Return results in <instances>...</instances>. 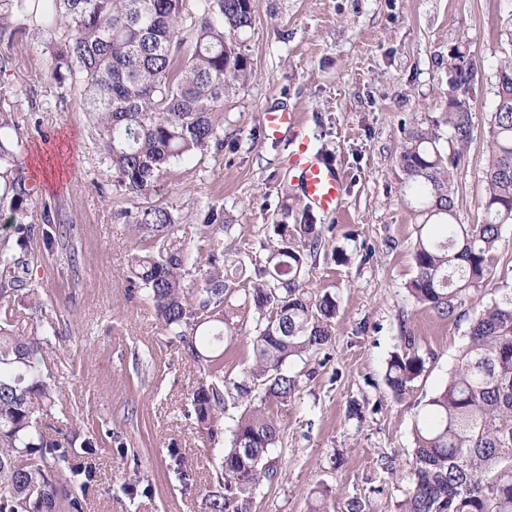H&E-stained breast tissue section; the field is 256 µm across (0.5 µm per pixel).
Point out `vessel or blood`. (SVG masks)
<instances>
[{
    "label": "vessel or blood",
    "instance_id": "b4317fda",
    "mask_svg": "<svg viewBox=\"0 0 512 512\" xmlns=\"http://www.w3.org/2000/svg\"><path fill=\"white\" fill-rule=\"evenodd\" d=\"M263 123L274 136L288 129L295 131L297 144L290 164L297 172L300 196L310 208L326 214L339 213L344 201L345 176L338 164L315 149L294 113L268 110L263 115Z\"/></svg>",
    "mask_w": 512,
    "mask_h": 512
}]
</instances>
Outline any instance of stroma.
<instances>
[{
	"mask_svg": "<svg viewBox=\"0 0 512 512\" xmlns=\"http://www.w3.org/2000/svg\"><path fill=\"white\" fill-rule=\"evenodd\" d=\"M512 0H257L247 35L253 75L224 102V149L173 164L152 200L185 216L169 244L195 245V212L223 205L231 218L221 250L253 269L259 244L286 210L306 205L295 186L290 134L269 136L263 113L301 119L346 177L344 206L313 213L328 243L310 268L315 291L338 301L334 339L313 378L282 407V439L273 449L278 477L252 492V512H307L312 497L346 512H396L408 488L416 415L442 389L472 317L495 288L512 289V224L504 225L487 287L463 295L457 320L415 304L416 226L398 164L409 128H437L445 152H458V218L481 221L488 116L495 73L512 47L500 36ZM465 44L479 74L472 88L473 137L457 148L446 125L448 51ZM13 66L0 77L19 117L18 150L31 185L28 223L51 208L70 226L65 246L34 247L24 270L43 304L25 291L9 301L16 330H39L61 397L50 420L61 436L111 437L98 461L89 512H210L205 493L217 477L228 436L208 441L190 417L198 369L159 324L142 287L127 276L136 252L124 211L140 206L112 184L89 136L80 101L59 102L44 73L49 59L30 39L15 42ZM411 334L427 370L403 400L384 383L387 362ZM362 420L348 416L351 403ZM393 458L394 471L383 468ZM190 474L182 481L175 465ZM147 494L129 495L134 476Z\"/></svg>",
	"mask_w": 512,
	"mask_h": 512,
	"instance_id": "stroma-1",
	"label": "stroma"
}]
</instances>
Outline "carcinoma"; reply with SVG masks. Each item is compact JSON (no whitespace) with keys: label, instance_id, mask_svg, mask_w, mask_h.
<instances>
[{"label":"carcinoma","instance_id":"cac0c4a2","mask_svg":"<svg viewBox=\"0 0 512 512\" xmlns=\"http://www.w3.org/2000/svg\"><path fill=\"white\" fill-rule=\"evenodd\" d=\"M255 0H0V45L29 35L50 58L45 79L65 102L80 99L100 163L113 185L148 197L173 163L224 147V99L252 76L244 34L255 22ZM477 72L448 71L449 89ZM0 88V211L15 218L16 246L67 238L59 218L43 209L47 228L25 223L32 196L24 167L11 149L19 123ZM495 107L488 119L483 169L484 218L461 224L455 197L456 156L442 150L433 128L410 130L399 156L404 192L415 199L414 276L407 290L441 319L456 316L460 297L482 288L493 270L501 228L512 224V58L495 75ZM452 140L472 139L471 105L448 96ZM203 227L195 251H171L165 242L179 223L168 206L150 205L127 220L137 247L130 277L146 291L156 316L197 365L191 408L200 432L224 433L230 407L242 412L224 449L210 512H250L252 491L276 479L271 450L280 440L279 408L299 389L301 374L286 368L332 343L336 299L309 287L310 260L322 232L310 214L274 225L260 243L264 261L255 277L227 253L214 231L224 207L197 212ZM212 271L187 287L199 258ZM25 260L0 242V299L23 286ZM253 361L236 379L224 375V337L241 334L247 313ZM14 309L0 305V512H88L87 492L98 482L102 448L87 437L80 449L50 435L60 396L45 355L49 337L11 329ZM209 327L203 333L200 328ZM388 361L385 384L397 400L425 371L415 337H402ZM415 422L409 488L397 512H512V291L488 302L470 323L467 342L448 383L424 404Z\"/></svg>","mask_w":512,"mask_h":512}]
</instances>
